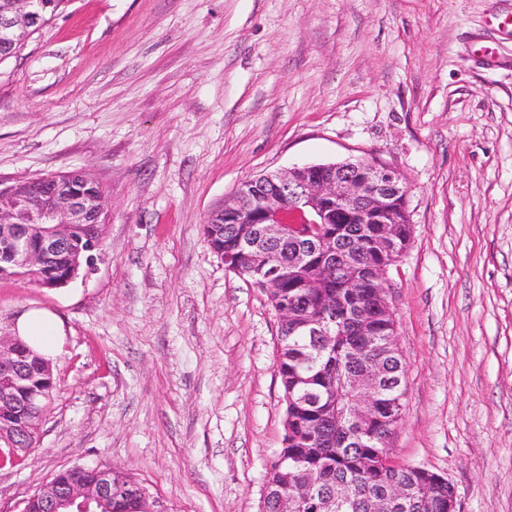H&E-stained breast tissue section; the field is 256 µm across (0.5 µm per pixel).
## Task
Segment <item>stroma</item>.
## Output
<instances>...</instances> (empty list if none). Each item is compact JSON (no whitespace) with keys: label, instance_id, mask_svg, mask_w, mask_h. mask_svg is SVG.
<instances>
[{"label":"stroma","instance_id":"stroma-1","mask_svg":"<svg viewBox=\"0 0 512 512\" xmlns=\"http://www.w3.org/2000/svg\"><path fill=\"white\" fill-rule=\"evenodd\" d=\"M358 157L410 186L391 453L461 512H512V0H69L1 62L0 177L87 170L111 215L88 277L0 278V330L31 309L63 330L0 512L73 465L172 512H261L277 318L203 224L248 177Z\"/></svg>","mask_w":512,"mask_h":512}]
</instances>
